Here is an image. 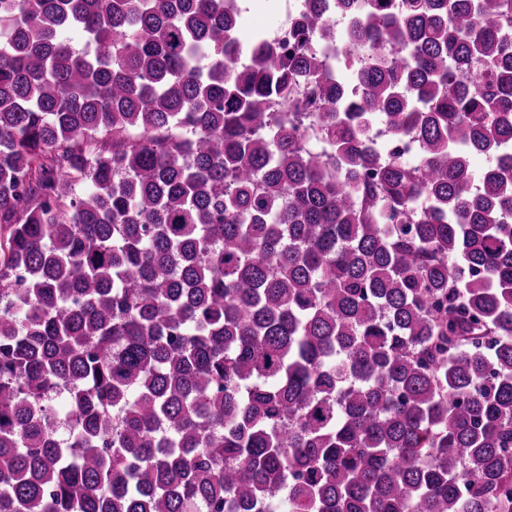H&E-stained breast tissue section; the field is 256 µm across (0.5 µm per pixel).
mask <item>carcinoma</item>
<instances>
[{"label": "carcinoma", "instance_id": "cac0c4a2", "mask_svg": "<svg viewBox=\"0 0 512 512\" xmlns=\"http://www.w3.org/2000/svg\"><path fill=\"white\" fill-rule=\"evenodd\" d=\"M237 23L0 0V512H512V0Z\"/></svg>", "mask_w": 512, "mask_h": 512}]
</instances>
